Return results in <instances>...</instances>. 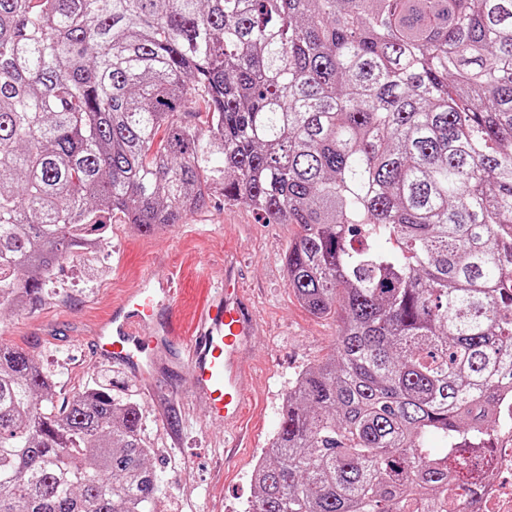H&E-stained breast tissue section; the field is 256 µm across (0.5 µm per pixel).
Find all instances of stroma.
<instances>
[{
  "instance_id": "stroma-1",
  "label": "stroma",
  "mask_w": 512,
  "mask_h": 512,
  "mask_svg": "<svg viewBox=\"0 0 512 512\" xmlns=\"http://www.w3.org/2000/svg\"><path fill=\"white\" fill-rule=\"evenodd\" d=\"M299 233L295 224L261 223L250 207L220 195L185 223L150 236L113 218L97 250L56 268L34 311L0 314V344L39 359L57 375L62 397L108 373L113 393L138 402L159 479L158 512H244L253 496V469L278 429L289 387L336 341L335 322L310 314L288 286L283 258ZM228 245L241 254L244 289L262 321L245 362L250 430L242 437L223 424H204L202 413L187 414L168 398L165 385L146 395L144 384L98 361L92 350L94 329L113 300L157 268L181 270L177 315L181 328L189 329L210 288L224 280Z\"/></svg>"
}]
</instances>
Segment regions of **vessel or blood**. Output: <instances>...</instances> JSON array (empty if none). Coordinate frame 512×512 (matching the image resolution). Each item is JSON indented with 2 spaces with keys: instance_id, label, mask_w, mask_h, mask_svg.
<instances>
[{
  "instance_id": "b4317fda",
  "label": "vessel or blood",
  "mask_w": 512,
  "mask_h": 512,
  "mask_svg": "<svg viewBox=\"0 0 512 512\" xmlns=\"http://www.w3.org/2000/svg\"><path fill=\"white\" fill-rule=\"evenodd\" d=\"M237 261L235 251L225 250L224 286L208 293L186 336L175 320L179 274L173 269L147 273L113 302L96 328V358L149 385L165 372L184 378L192 387L190 401L203 405L208 418L240 425L247 414L243 358L261 321L243 294Z\"/></svg>"
}]
</instances>
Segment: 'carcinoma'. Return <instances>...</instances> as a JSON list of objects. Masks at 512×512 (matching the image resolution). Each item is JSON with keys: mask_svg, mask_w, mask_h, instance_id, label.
Masks as SVG:
<instances>
[{"mask_svg": "<svg viewBox=\"0 0 512 512\" xmlns=\"http://www.w3.org/2000/svg\"><path fill=\"white\" fill-rule=\"evenodd\" d=\"M216 193L336 322L245 512H455L512 390V0H0V311ZM57 384L0 346V512H157L138 403Z\"/></svg>", "mask_w": 512, "mask_h": 512, "instance_id": "cac0c4a2", "label": "carcinoma"}]
</instances>
